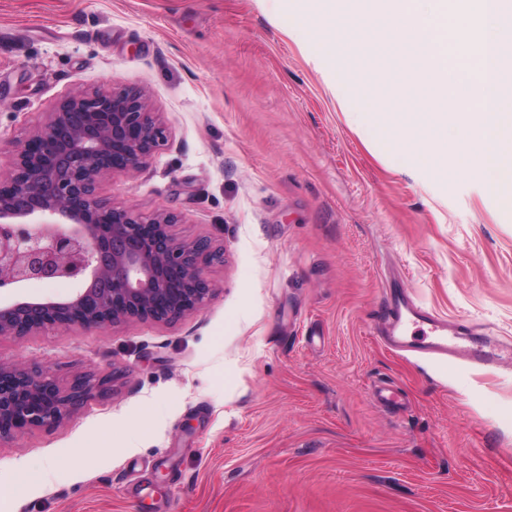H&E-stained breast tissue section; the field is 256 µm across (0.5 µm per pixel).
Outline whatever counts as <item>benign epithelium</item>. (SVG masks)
Returning a JSON list of instances; mask_svg holds the SVG:
<instances>
[{
	"mask_svg": "<svg viewBox=\"0 0 512 512\" xmlns=\"http://www.w3.org/2000/svg\"><path fill=\"white\" fill-rule=\"evenodd\" d=\"M166 140L142 92L114 89L67 96L13 146L0 168V290L62 279L81 288L63 301L0 305V336L174 322L208 302L218 253L209 239H179L172 213L147 216L97 195L105 175L144 167ZM106 384L79 377L63 389L41 367L0 364V442L54 428Z\"/></svg>",
	"mask_w": 512,
	"mask_h": 512,
	"instance_id": "1",
	"label": "benign epithelium"
}]
</instances>
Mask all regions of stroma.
<instances>
[{
  "label": "stroma",
  "instance_id": "1",
  "mask_svg": "<svg viewBox=\"0 0 512 512\" xmlns=\"http://www.w3.org/2000/svg\"><path fill=\"white\" fill-rule=\"evenodd\" d=\"M312 0H0V166L65 95L166 127L100 194L223 251L173 323L0 336V364L107 379L0 442V512H512V363L392 351L387 293L512 344V204L406 166Z\"/></svg>",
  "mask_w": 512,
  "mask_h": 512
}]
</instances>
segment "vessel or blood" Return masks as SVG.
I'll return each instance as SVG.
<instances>
[{"label":"vessel or blood","instance_id":"vessel-or-blood-1","mask_svg":"<svg viewBox=\"0 0 512 512\" xmlns=\"http://www.w3.org/2000/svg\"><path fill=\"white\" fill-rule=\"evenodd\" d=\"M422 316V311L407 301L394 299L386 302L382 317L391 328L389 342L401 348H413L414 343L405 335L404 328L407 322ZM429 330L426 350L447 358L463 351L469 361L477 366H497L508 350L506 344L467 321L458 322L456 328L451 330L445 323L434 318L430 321Z\"/></svg>","mask_w":512,"mask_h":512}]
</instances>
